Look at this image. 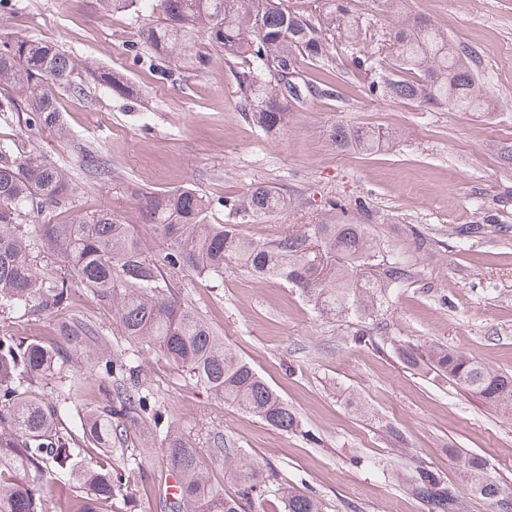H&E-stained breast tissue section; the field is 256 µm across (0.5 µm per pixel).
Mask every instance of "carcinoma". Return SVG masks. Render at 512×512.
Masks as SVG:
<instances>
[{"label":"carcinoma","mask_w":512,"mask_h":512,"mask_svg":"<svg viewBox=\"0 0 512 512\" xmlns=\"http://www.w3.org/2000/svg\"><path fill=\"white\" fill-rule=\"evenodd\" d=\"M107 11H160V20L143 29L135 51L146 52L155 67L175 61L200 68L209 54L199 40L239 66L237 82L245 116L267 135L279 133L298 99L283 94L269 71L277 63L292 73L304 61L323 63L337 47L370 73L372 95L416 102L454 112H483L489 86L477 52L456 44L448 32L420 17L403 15L385 33L387 59L369 54L366 19L348 0H317L312 19L283 6L282 0H100ZM91 78L116 93L126 92L122 77L87 65ZM74 64L63 51L26 35L0 38V112L26 113L30 135L66 137L51 84H65L76 96L86 85L72 80ZM331 138L338 149L363 152L389 145V136L373 126L339 125ZM75 187L40 154L22 155L0 142V309L19 306L34 313L65 305L72 288L92 291L115 308L133 347L145 344L161 359L188 371L196 384L224 403L259 417L283 432H299L302 423L267 382L232 350L200 315L165 293V276L194 273L224 277L234 268L255 279L282 280L299 288L323 314L362 321L352 334L357 344L377 334L373 317L391 291L411 277L392 245L375 234L365 202L327 201L325 212L308 218L303 229L270 241L243 237L237 224L285 206L275 189L258 185L243 199L224 201L229 224H208V197L190 189L130 190L144 223L166 244L152 255L130 225L110 210L75 212L65 222L41 224L40 243L29 240L26 217L71 209ZM53 259L63 272L48 284L37 272L33 252ZM99 336L87 322L74 319L60 331L58 343L0 332V512H47L46 492L68 512H101L124 497L130 473L125 461L132 439L158 446L179 492L166 502L168 512H320L318 501L292 486L274 485L252 462L239 460L231 475L241 488L233 498L216 490L199 449L176 434L165 433L162 413L140 380L135 352L102 355ZM104 370L105 404L89 412L80 434L62 431L56 420L63 403L37 391V384L59 374L74 351ZM407 366L421 364L475 394L488 407L512 414V375L444 346L425 352L398 346ZM459 461L472 493L497 503L512 493L489 473L477 454L448 449ZM406 493L426 502L430 512H463L460 493L435 472L422 468Z\"/></svg>","instance_id":"obj_1"}]
</instances>
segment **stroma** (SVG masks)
I'll return each mask as SVG.
<instances>
[{
	"label": "stroma",
	"instance_id": "1",
	"mask_svg": "<svg viewBox=\"0 0 512 512\" xmlns=\"http://www.w3.org/2000/svg\"><path fill=\"white\" fill-rule=\"evenodd\" d=\"M403 8L477 51L493 90L489 111L369 96L364 74L346 55L334 54L327 66L304 64L302 75L318 92L295 104L281 132L268 136L247 120L234 68L222 55L211 54L196 71L173 68L162 80L146 55L129 52L153 14L108 15L98 0L0 6V36L18 32L62 48L76 65L75 80H86L83 65L92 62L121 73L129 88L117 94L93 83L88 96L78 97L58 87L69 132L64 139L30 136L24 113L0 114V141L49 156L76 185L74 210H111L155 253L161 244L141 223L126 186L195 189L211 202L212 224L226 220L225 201L259 184L273 187L285 208L240 226L261 240L301 225L326 199L360 197L377 213L378 233L396 245L412 272L379 311L383 330L365 346L352 342L348 320L317 313L286 283L232 269L220 279L174 278L172 296L202 315L302 422L301 432L279 431L140 349L144 386L172 430L199 448L226 495L238 490L224 475L226 458L243 455L277 483L316 495L322 512H429L427 503L405 492L420 467L464 491V512H498L466 494L463 472L448 455L452 448L484 456L491 474L512 488V415L489 409L448 379L406 368L386 346L390 339L422 349L444 345L512 374V163L500 157L512 146V0H405ZM339 123L382 127L396 143L373 154L338 150L329 134ZM88 150L104 162L106 176L85 170ZM461 224H482L486 232L460 241L450 230ZM415 229L433 239L427 252L409 249ZM74 317L97 329L105 351H127L113 311L83 288L49 312H0V327L51 345ZM72 381L80 390L58 421L68 430L99 405L101 374L75 356L60 378L39 387L53 399ZM390 426L402 432L403 445L390 442ZM133 455L127 496L114 500L112 512H164L161 495L171 477L162 453L137 447Z\"/></svg>",
	"mask_w": 512,
	"mask_h": 512
}]
</instances>
